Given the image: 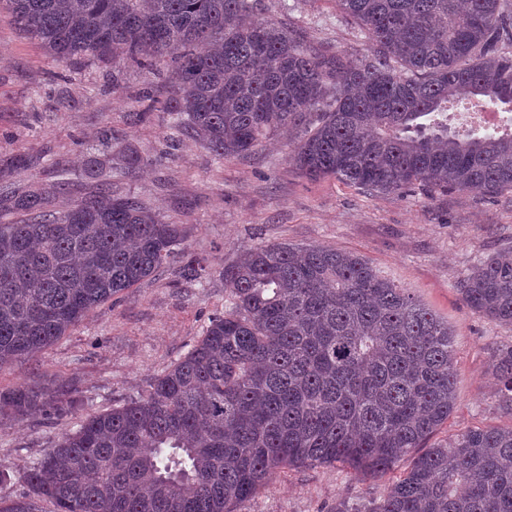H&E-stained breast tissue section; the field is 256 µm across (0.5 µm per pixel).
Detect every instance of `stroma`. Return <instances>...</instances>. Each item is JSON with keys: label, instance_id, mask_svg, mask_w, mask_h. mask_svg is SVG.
<instances>
[{"label": "stroma", "instance_id": "stroma-1", "mask_svg": "<svg viewBox=\"0 0 512 512\" xmlns=\"http://www.w3.org/2000/svg\"><path fill=\"white\" fill-rule=\"evenodd\" d=\"M262 8L332 54L369 50L334 0H262ZM173 70L169 60L155 71L132 60L58 62L0 8V185L39 186L59 209L94 190L96 179L85 175L90 159L113 165L128 147L150 164L114 181L113 193L145 200L186 230L182 250L154 277L91 309L36 358L0 369V392L22 385L71 399L67 411L50 416L17 418L1 409L0 468L26 467L80 421L145 392L223 313L225 267L244 249L271 242L360 254L448 323L457 400L435 441L474 426H512L490 373L495 348L512 343V327L474 314L457 289L468 269L512 246V193L369 194L331 176H306L289 162L284 137L223 160L194 139L168 147L161 102ZM145 94L157 104L148 120L134 121ZM107 128L117 134L108 148L98 141ZM58 165L81 174L64 195L53 189ZM195 256L207 260L202 288L181 274ZM392 479L338 464L282 469L238 512H333L337 500L378 496Z\"/></svg>", "mask_w": 512, "mask_h": 512}]
</instances>
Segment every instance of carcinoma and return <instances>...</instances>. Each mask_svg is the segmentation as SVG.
<instances>
[{"instance_id":"cac0c4a2","label":"carcinoma","mask_w":512,"mask_h":512,"mask_svg":"<svg viewBox=\"0 0 512 512\" xmlns=\"http://www.w3.org/2000/svg\"><path fill=\"white\" fill-rule=\"evenodd\" d=\"M57 61L125 58L178 66L165 107L179 135L224 159L296 130L288 159L368 193H512V129L448 125L465 100L512 108V0H335L372 45L316 49L261 14L260 0H3ZM147 163L124 155L119 173ZM185 240L112 179L60 210L41 189L0 188V368L31 359L97 304L153 277ZM207 261L182 273L203 281ZM224 314L139 398L86 418L16 473L0 512H236L274 471L393 468L382 496L334 512H512V427L427 445L456 405L448 323L331 246L270 243L224 268ZM458 289L512 326V248ZM512 411V343L492 365ZM17 416L65 410L27 387L0 394Z\"/></svg>"}]
</instances>
